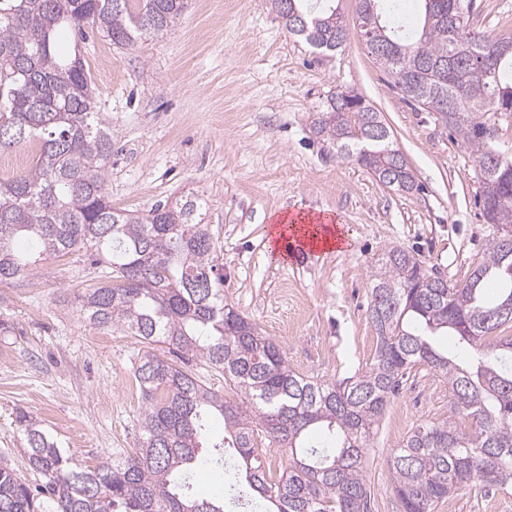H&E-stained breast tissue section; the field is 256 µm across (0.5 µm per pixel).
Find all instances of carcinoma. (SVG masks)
Returning <instances> with one entry per match:
<instances>
[{
	"mask_svg": "<svg viewBox=\"0 0 512 512\" xmlns=\"http://www.w3.org/2000/svg\"><path fill=\"white\" fill-rule=\"evenodd\" d=\"M304 2L271 5L289 34L336 53L349 36L337 8ZM420 2L422 28L410 33L391 23V0H358L366 47L404 96L451 105L437 120L475 155L481 202H495L485 220L502 233L462 283H446L412 252L389 248L370 275L375 356L368 370L337 384L290 369L277 344L224 302L203 197L146 215L118 211L108 200L112 127L63 35L91 26L132 47L166 31L184 0H0V151L27 143L38 149L25 172L0 179V284L89 248L109 272L75 296L81 318L120 326L147 348L134 372L145 410L133 457L78 471L40 422L21 412L24 453L44 483L33 489L1 465L0 512H224L225 499L247 505L252 491L265 512H367L366 450L390 397L417 366L448 380L457 416L419 426L390 456L403 512H435L473 482L512 485V336L502 335L512 316L488 322L512 311V141L501 134L502 124L512 125V40L474 32L464 0ZM312 131L385 186L420 190L381 113L360 95L328 96ZM22 242L36 253L19 248ZM448 330L464 352L439 345ZM155 343L223 372L248 405L159 358L148 350ZM213 418L224 421V439L213 447L235 449L236 459L214 455L232 479L225 493L199 499L194 473ZM260 440L288 453V470L277 479L259 461ZM493 466L502 469L496 480Z\"/></svg>",
	"mask_w": 512,
	"mask_h": 512,
	"instance_id": "obj_1",
	"label": "carcinoma"
}]
</instances>
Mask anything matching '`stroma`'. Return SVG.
Masks as SVG:
<instances>
[{"instance_id":"1","label":"stroma","mask_w":512,"mask_h":512,"mask_svg":"<svg viewBox=\"0 0 512 512\" xmlns=\"http://www.w3.org/2000/svg\"><path fill=\"white\" fill-rule=\"evenodd\" d=\"M471 26L512 38V0H470ZM349 31L326 57L292 37L270 0H186L162 34L133 47L94 29L66 35L112 126L108 195L137 215L193 194L218 244L224 299L279 347L289 367L323 382L366 370L376 337L368 317L371 269L387 248L417 252L428 270L466 279L498 234L480 202L474 155L434 113L408 103L357 32V0H336ZM354 91L381 113L421 186L408 196L383 186L317 139L312 122L327 96ZM335 215L344 243L301 260L271 250L291 212ZM79 249L38 274L0 284V462L29 471L18 411L41 420L72 466L125 460L139 441L144 401L133 374L139 342L85 322L75 294L102 282ZM155 354L230 401L233 383L167 345ZM453 413L447 381L426 369L387 406L365 455L370 512H401L387 467L418 427ZM436 512H512V488L461 487Z\"/></svg>"}]
</instances>
